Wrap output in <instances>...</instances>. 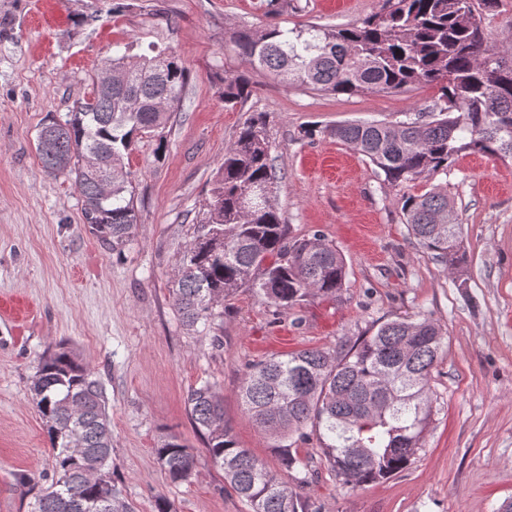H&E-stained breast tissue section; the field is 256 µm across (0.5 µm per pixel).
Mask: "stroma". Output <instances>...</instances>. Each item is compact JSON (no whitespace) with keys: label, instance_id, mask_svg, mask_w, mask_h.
I'll return each mask as SVG.
<instances>
[{"label":"stroma","instance_id":"1","mask_svg":"<svg viewBox=\"0 0 512 512\" xmlns=\"http://www.w3.org/2000/svg\"><path fill=\"white\" fill-rule=\"evenodd\" d=\"M0 0V512H30L23 478L54 477L44 422L30 390L44 352L66 346L108 398V467L138 512L165 497L172 512H248L208 457L186 396L207 383L224 399L240 446L279 469L274 441L245 412L249 365L309 347L335 349L380 322L425 313L448 336L432 372L437 396L425 447L388 480L350 489L325 470L319 443L299 453L319 473L301 491L311 512H500L512 502V160L459 156L447 176L403 189L383 184L367 158L330 136L360 120L403 121L433 110L439 91L331 95L287 85L233 50L236 32L277 25L351 27L384 0ZM171 46L188 70L180 109L124 159L138 224L122 253L83 221L70 178L44 171L42 124L93 98L108 56ZM247 75L253 92L224 106L223 80ZM263 113L280 174L274 196L289 239L322 233L347 266L336 300L276 310L242 288L211 327L182 325L171 288L224 150L240 123ZM314 136H306L307 128ZM446 185L468 256L467 285L420 247L400 198ZM178 436L196 458L167 480L155 450Z\"/></svg>","mask_w":512,"mask_h":512}]
</instances>
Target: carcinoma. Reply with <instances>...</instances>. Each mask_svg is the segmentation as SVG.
Returning <instances> with one entry per match:
<instances>
[{
    "label": "carcinoma",
    "mask_w": 512,
    "mask_h": 512,
    "mask_svg": "<svg viewBox=\"0 0 512 512\" xmlns=\"http://www.w3.org/2000/svg\"><path fill=\"white\" fill-rule=\"evenodd\" d=\"M501 0H386L351 28L269 26L237 33L233 48L249 64L282 82L333 94L390 93L421 84L440 92L438 117L419 121H356L330 129L399 188L448 175L463 153L512 158V84L492 76L497 48L482 19ZM112 70V85L101 74ZM187 72L168 46L104 60L94 97L37 136L36 152L50 173H65L82 198L83 216L101 244L116 253L134 237V196L122 164L134 143L165 125L180 104ZM251 94L241 76L224 78V104ZM275 169L261 113L246 118L224 150L192 240L180 260L173 306L188 328L207 324L215 308L240 288L293 310L311 298L334 300L346 287L345 261L315 232L288 240L276 205ZM409 234L452 274L467 266L461 228L448 193L433 189L401 197ZM448 337L430 317L398 318L336 349L305 348L252 364L239 388L246 412L276 436L281 468L303 477L292 485L250 449L224 418L213 386L191 389L187 405L205 438L210 460L248 505V512H309L298 489L309 483L308 461L297 442L316 436L324 467L348 488L381 482L413 464L434 415L432 370ZM45 422L55 478L37 489L31 512H86L83 505L112 498L98 512H136L121 498L112 473L86 474L91 457L108 461L112 433L108 400L93 371L60 349L44 355L32 378ZM170 481L189 477L195 458L176 436L155 449Z\"/></svg>",
    "instance_id": "cac0c4a2"
}]
</instances>
